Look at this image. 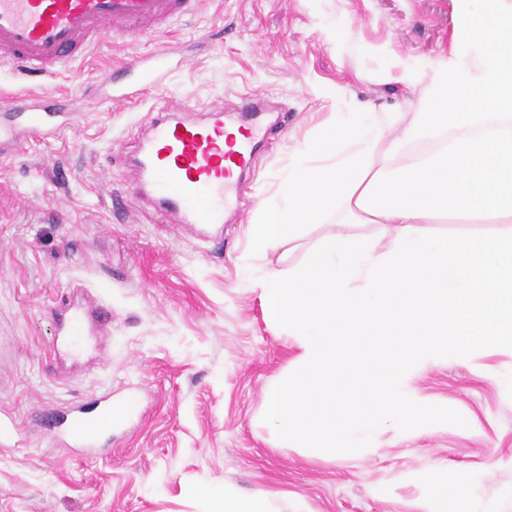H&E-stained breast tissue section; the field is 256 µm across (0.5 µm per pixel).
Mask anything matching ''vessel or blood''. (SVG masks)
I'll return each instance as SVG.
<instances>
[{
  "label": "vessel or blood",
  "mask_w": 512,
  "mask_h": 512,
  "mask_svg": "<svg viewBox=\"0 0 512 512\" xmlns=\"http://www.w3.org/2000/svg\"><path fill=\"white\" fill-rule=\"evenodd\" d=\"M198 0H0V65L21 67L32 77L46 76L86 52L102 30L135 36L157 33L195 14ZM163 55L142 58L129 70L139 88L159 81ZM262 104L245 100L233 112L221 104L209 106L203 117L184 120L157 114L137 151L132 179L177 223L193 226L205 239L224 230V210L237 202V175L260 162L255 123ZM74 112L34 104L23 113L26 141H43L61 123H75ZM65 312L54 328L53 352L76 353L84 338L103 336L112 328V310L104 304L88 309L54 301ZM132 400L104 394L88 404L70 406L52 422L55 439L84 457H95L101 438L131 420Z\"/></svg>",
  "instance_id": "obj_1"
}]
</instances>
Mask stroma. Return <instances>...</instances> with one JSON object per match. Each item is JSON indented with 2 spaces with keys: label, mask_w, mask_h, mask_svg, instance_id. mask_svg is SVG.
<instances>
[{
  "label": "stroma",
  "mask_w": 512,
  "mask_h": 512,
  "mask_svg": "<svg viewBox=\"0 0 512 512\" xmlns=\"http://www.w3.org/2000/svg\"><path fill=\"white\" fill-rule=\"evenodd\" d=\"M455 0H201L165 36L97 37L54 77L0 66V113L27 97L66 99L80 126L0 157V512H198L201 493L275 492L273 512H422L429 477L460 479L444 512H512V350L485 348L418 370L427 404L466 426L429 425L330 455L277 447L259 415L270 381L297 354L265 316L253 280L278 265L250 255L248 226L272 201L291 148L327 113L357 103L392 112L402 88L382 77L448 51ZM166 52L169 71L138 102L99 80ZM363 80H356V73ZM274 144L243 183L224 236L201 243L131 182L127 162L154 113L237 106L249 96ZM112 307V331L80 359L54 358L53 301ZM136 418L95 459L54 443L45 409L104 389Z\"/></svg>",
  "instance_id": "35a3bbf8"
}]
</instances>
